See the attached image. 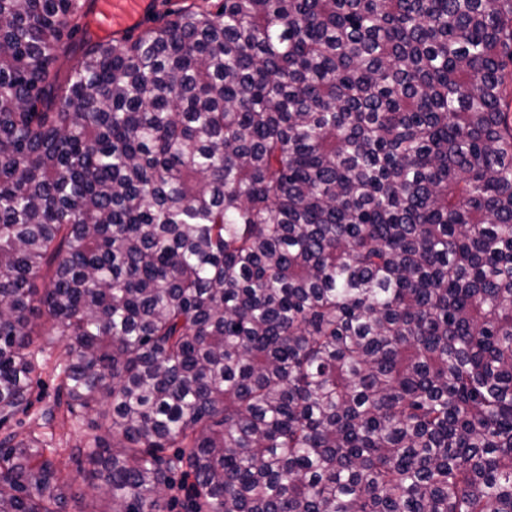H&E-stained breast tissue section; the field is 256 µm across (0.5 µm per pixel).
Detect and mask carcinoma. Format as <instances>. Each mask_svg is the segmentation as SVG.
Segmentation results:
<instances>
[{
	"label": "carcinoma",
	"mask_w": 512,
	"mask_h": 512,
	"mask_svg": "<svg viewBox=\"0 0 512 512\" xmlns=\"http://www.w3.org/2000/svg\"><path fill=\"white\" fill-rule=\"evenodd\" d=\"M209 5L0 0V426L59 336L108 512H512V0ZM90 0V12L87 21L91 22L93 4ZM162 0H97L95 2L94 21L97 29L114 38L124 36L140 27L148 15L155 9L156 2ZM164 7H158L151 13L143 27L136 31L137 36L144 29L161 25L164 20ZM93 27L94 24H90ZM92 31V29H91Z\"/></svg>",
	"instance_id": "1"
}]
</instances>
